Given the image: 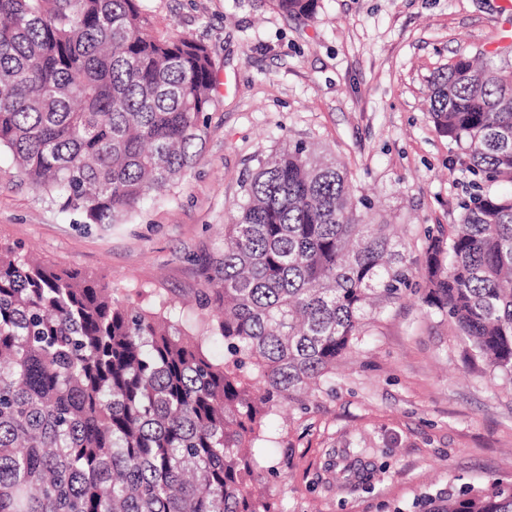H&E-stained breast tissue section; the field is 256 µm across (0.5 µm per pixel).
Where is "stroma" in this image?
Listing matches in <instances>:
<instances>
[{"label":"stroma","mask_w":512,"mask_h":512,"mask_svg":"<svg viewBox=\"0 0 512 512\" xmlns=\"http://www.w3.org/2000/svg\"><path fill=\"white\" fill-rule=\"evenodd\" d=\"M150 32L216 56L218 94L201 156L120 223H85L36 191L0 152V240L108 284L149 308L207 280L243 199L242 180L286 140L341 161L419 263L425 231L451 232L464 155L426 110L433 75L460 57L512 63V0H319L307 18L273 0H142ZM332 392L281 414L257 454L279 475L280 512H429L466 485L512 483V382L473 358L455 325L408 292L369 315ZM366 483L346 481L347 467Z\"/></svg>","instance_id":"stroma-1"}]
</instances>
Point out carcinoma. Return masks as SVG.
I'll list each match as a JSON object with an SVG mask.
<instances>
[{
  "label": "carcinoma",
  "instance_id": "obj_1",
  "mask_svg": "<svg viewBox=\"0 0 512 512\" xmlns=\"http://www.w3.org/2000/svg\"><path fill=\"white\" fill-rule=\"evenodd\" d=\"M148 27L140 0H0V150L89 224L181 180L216 101L212 49ZM427 102L480 192L452 237L427 231L416 269L391 225L364 220L344 166L301 141L243 179L193 317L0 242V512H278L256 486L278 468L248 449L328 387L367 315L417 274L512 379V195L482 189L512 183V65L461 57ZM434 512H512V485L466 486Z\"/></svg>",
  "mask_w": 512,
  "mask_h": 512
}]
</instances>
